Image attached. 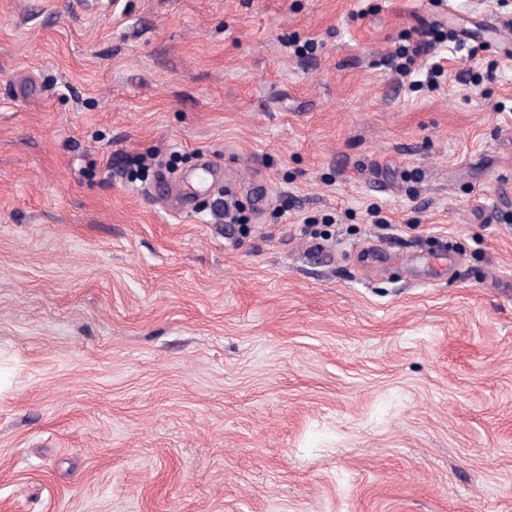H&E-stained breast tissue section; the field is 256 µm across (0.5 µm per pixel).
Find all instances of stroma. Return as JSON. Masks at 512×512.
Segmentation results:
<instances>
[{
  "instance_id": "stroma-1",
  "label": "stroma",
  "mask_w": 512,
  "mask_h": 512,
  "mask_svg": "<svg viewBox=\"0 0 512 512\" xmlns=\"http://www.w3.org/2000/svg\"><path fill=\"white\" fill-rule=\"evenodd\" d=\"M509 25L0 0V512H512Z\"/></svg>"
}]
</instances>
